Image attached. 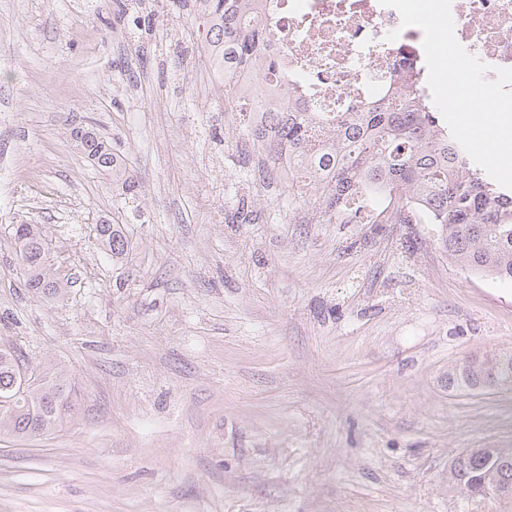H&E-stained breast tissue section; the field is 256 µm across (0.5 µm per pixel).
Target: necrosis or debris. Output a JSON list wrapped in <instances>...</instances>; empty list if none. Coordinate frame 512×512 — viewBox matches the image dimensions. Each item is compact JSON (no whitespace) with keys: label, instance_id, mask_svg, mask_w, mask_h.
Masks as SVG:
<instances>
[{"label":"necrosis or debris","instance_id":"obj_1","mask_svg":"<svg viewBox=\"0 0 512 512\" xmlns=\"http://www.w3.org/2000/svg\"><path fill=\"white\" fill-rule=\"evenodd\" d=\"M263 17L273 32L269 49L288 62L287 87L305 92L317 111H348L376 99L393 83V65L408 58L426 67L424 34L402 27L380 0H275ZM455 35L472 55L512 68V0H452ZM396 40H389V33Z\"/></svg>","mask_w":512,"mask_h":512}]
</instances>
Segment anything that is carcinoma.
<instances>
[{"mask_svg": "<svg viewBox=\"0 0 512 512\" xmlns=\"http://www.w3.org/2000/svg\"><path fill=\"white\" fill-rule=\"evenodd\" d=\"M197 34L202 51L224 66V95L242 116L244 136L265 162L287 154L298 160L283 184L288 195L309 196L325 213L352 224H394L425 218L439 227L448 255L474 273L512 281V195L498 190L481 171L463 160L430 96L417 88L411 67L395 70L400 92L336 113V128L319 138L318 113L287 104L265 112L268 99L286 96L279 79L287 63L265 51L269 32L260 0H196ZM252 71L271 82L269 89L235 82ZM73 137L83 154L112 175L122 194L135 192L120 155L90 128ZM17 260L29 294L47 301L64 299L69 281L51 272L47 242L39 224L14 227ZM99 245L124 250L117 225H97ZM512 386V355H483L448 375L452 387L483 391ZM78 401L70 369L28 363L20 348L0 346V436L28 439L71 418ZM448 482L469 499L495 501L508 508L512 490V449L467 448L453 460Z\"/></svg>", "mask_w": 512, "mask_h": 512, "instance_id": "cac0c4a2", "label": "carcinoma"}]
</instances>
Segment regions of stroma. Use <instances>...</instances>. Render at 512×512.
<instances>
[{"instance_id":"35a3bbf8","label":"stroma","mask_w":512,"mask_h":512,"mask_svg":"<svg viewBox=\"0 0 512 512\" xmlns=\"http://www.w3.org/2000/svg\"><path fill=\"white\" fill-rule=\"evenodd\" d=\"M193 11L0 0V345L69 365L82 398L58 431L0 439V512H498L448 469L512 448V391L448 372L512 353V282L452 262L436 225L339 224L258 180ZM109 219L122 253L96 240ZM18 224L42 225L64 304L25 291ZM72 134L83 154L99 169L112 174V182L118 184L122 195H133L136 182L127 173L121 156L112 151L110 144L90 128H74Z\"/></svg>"}]
</instances>
